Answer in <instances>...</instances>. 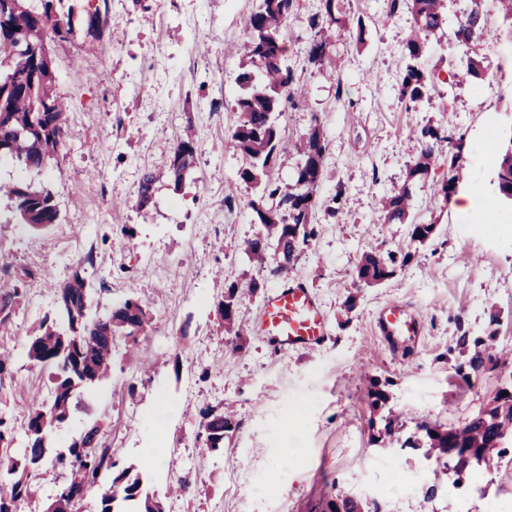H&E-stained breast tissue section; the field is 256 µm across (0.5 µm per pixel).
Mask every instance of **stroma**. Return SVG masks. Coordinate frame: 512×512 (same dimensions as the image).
I'll use <instances>...</instances> for the list:
<instances>
[{"label":"stroma","instance_id":"stroma-1","mask_svg":"<svg viewBox=\"0 0 512 512\" xmlns=\"http://www.w3.org/2000/svg\"><path fill=\"white\" fill-rule=\"evenodd\" d=\"M76 3L98 8L104 24L99 39L80 34L52 50L54 91L69 104L68 133L46 168L0 167L1 185L46 187L60 212L44 229L0 223V285L21 270L33 273L12 325L0 327V351L16 358V385L0 391V410L20 422L31 411L45 374L26 359L24 339L54 310L57 288L78 273L100 308L131 296L148 306L151 326L138 345L148 370L136 373L116 351L111 377L56 431V448L102 420L119 463L148 469L167 512H323L337 494L359 500L366 512H512V441L495 470L471 471L457 496L425 504L417 488L433 481L439 463L420 450L373 442L367 394L370 380L385 382L388 409L447 428L512 385V374L500 368L466 382L457 344L462 335L492 334L512 347V206L498 199L495 183L496 148L512 134V56L499 51L508 36L501 18L488 11L480 38L466 45L445 39L429 49L427 72L472 58L478 74L454 88L437 86L431 101L412 111L399 95L410 13L389 15L385 0H340L350 21L334 43L342 67L321 71L303 54V20L320 0H296L298 19L285 29L288 64L306 98L283 112L279 128L295 139L319 118L330 146L313 215L317 235L291 274L317 295L328 338L313 350L285 351L258 338L255 319L278 285L269 279L238 303L247 343L235 352L214 305L226 284L262 275L242 250L260 231L249 206L257 188L241 187L233 204L224 201L242 165L231 140L239 122L232 109L235 48L254 0ZM429 124L463 137L470 174L458 191H479L493 211L487 223H466L437 194L447 158L408 181L419 155L409 133ZM188 127L198 145L194 170L180 189L158 184L151 205L138 210L143 172L164 170ZM406 182L411 218L435 226L423 244L411 241L408 225L386 223L378 206ZM337 195L342 207L332 216L327 209ZM125 226L134 228V240L122 235ZM397 250L415 257L393 278L371 287L358 281L364 252ZM391 301L422 324L419 339L399 350L374 332L377 311ZM132 378L138 393L130 399L121 388ZM207 406L234 413L219 451L198 437L199 411ZM289 453L299 473L277 481L275 469ZM184 477L193 492L170 496Z\"/></svg>","mask_w":512,"mask_h":512}]
</instances>
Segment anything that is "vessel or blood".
<instances>
[{
  "label": "vessel or blood",
  "mask_w": 512,
  "mask_h": 512,
  "mask_svg": "<svg viewBox=\"0 0 512 512\" xmlns=\"http://www.w3.org/2000/svg\"><path fill=\"white\" fill-rule=\"evenodd\" d=\"M374 330L388 346L398 349L418 339L421 323L404 304L393 301L377 313ZM254 331L276 349L311 350L324 342L327 318L316 295L289 279L267 296Z\"/></svg>",
  "instance_id": "b4317fda"
}]
</instances>
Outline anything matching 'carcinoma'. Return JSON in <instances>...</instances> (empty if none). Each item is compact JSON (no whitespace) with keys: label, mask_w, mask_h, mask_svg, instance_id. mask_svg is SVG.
Wrapping results in <instances>:
<instances>
[{"label":"carcinoma","mask_w":512,"mask_h":512,"mask_svg":"<svg viewBox=\"0 0 512 512\" xmlns=\"http://www.w3.org/2000/svg\"><path fill=\"white\" fill-rule=\"evenodd\" d=\"M461 7L453 21H448L446 0H386L391 15L409 12L413 18L406 49L408 63L400 78L401 96L406 108L413 110L430 99L434 85L421 66L430 44L448 36L467 44L486 29L484 0H460ZM73 5L67 0H0V164H12L27 170H41L57 153L63 141L66 107L53 90L54 58L52 44H62L76 37ZM296 18L295 0H258L257 7L245 18L247 39L241 46L240 92L235 100L240 121L232 134L236 149L244 159L238 181L259 188L251 202L255 223L261 233L249 239L245 252L264 262L268 249H274L275 265L265 266L269 278H284L298 256L315 237L311 218L317 207V188L323 175V161L328 140L314 120L307 133L293 144L297 155L292 184L282 185L274 169L286 142L276 124L285 104H295L301 97L294 71L285 64L289 51L284 27ZM310 32L306 63L315 69H331L333 33L345 23L338 0H321V9L306 20ZM420 154L410 168L407 184L383 199L381 209L388 223L410 224L414 242L427 241L434 232L432 224L409 222L411 189L409 183L428 174L431 163L449 146L453 153L448 175L437 194L448 201L457 192L464 176L465 142L453 139L438 127L420 129ZM196 141L180 138L170 158L167 174L147 171L138 189L136 206L149 207L156 184L168 177L180 185L195 167ZM499 195L507 198L512 191V136L499 150L496 168ZM6 195L16 223L43 229L56 223L58 210L52 193L25 182L7 187ZM414 253L398 257L373 251L364 254L357 279L366 285L381 284L394 275L398 262L407 263ZM264 282H232L215 304L216 315L229 334L233 348H241L238 299L256 295ZM26 295V282L18 278L0 287V325L10 321ZM94 297L80 274L64 283L58 291L57 308L45 316L38 329L27 337V359L47 372V381L32 395L33 408L24 425L18 427L13 417L0 411V512H23L34 496L41 466L52 447V432L65 423L74 409L93 396L96 383L112 373L113 355L120 344L134 355L138 338L147 334L151 321L148 307L135 297L92 312ZM491 363L504 369L512 367V352L497 346L494 337L475 339L467 365L470 375L478 378ZM15 357L0 352V390L14 380ZM370 408L385 407L388 394L379 380L370 382ZM203 443L211 451L224 447V434L233 427L231 416L206 407L199 411ZM374 442H395L401 448L424 450L428 458L442 461V475H448L446 448L460 439L464 447L480 452L478 467L491 471L502 458V444L512 438V397H497L491 407L478 412L464 424L440 430L421 420L412 432L400 437L403 418L393 413L382 417ZM54 467L63 474L56 495L43 512H82L84 498L91 488L110 479L101 495L98 512H164L162 502L146 491L148 472L132 466L118 467L112 446L103 441L102 423L95 420L73 438L64 452L55 455ZM365 512L353 498L336 496L327 502L328 512Z\"/></svg>","instance_id":"carcinoma-1"}]
</instances>
